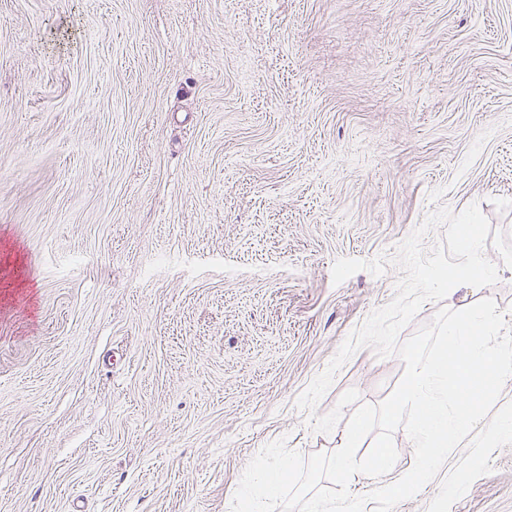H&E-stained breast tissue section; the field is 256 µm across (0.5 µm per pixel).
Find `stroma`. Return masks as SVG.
<instances>
[{
	"instance_id": "35a3bbf8",
	"label": "stroma",
	"mask_w": 512,
	"mask_h": 512,
	"mask_svg": "<svg viewBox=\"0 0 512 512\" xmlns=\"http://www.w3.org/2000/svg\"><path fill=\"white\" fill-rule=\"evenodd\" d=\"M473 204L512 264V0H0V512H231L266 445L339 450L401 359L299 396ZM456 298L512 330V274ZM393 512H512V438Z\"/></svg>"
}]
</instances>
